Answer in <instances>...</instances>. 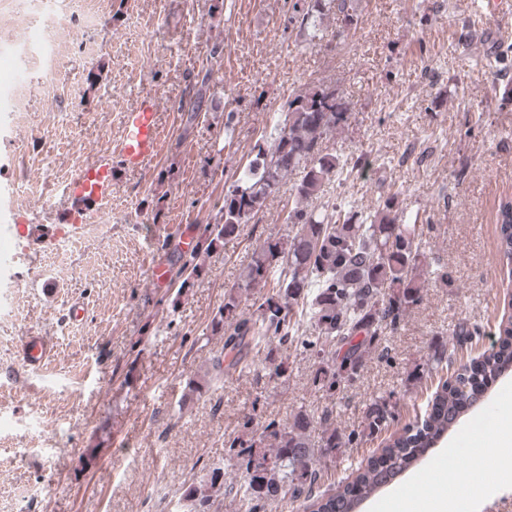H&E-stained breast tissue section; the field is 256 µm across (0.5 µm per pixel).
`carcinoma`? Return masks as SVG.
I'll return each instance as SVG.
<instances>
[{"label": "carcinoma", "instance_id": "obj_1", "mask_svg": "<svg viewBox=\"0 0 512 512\" xmlns=\"http://www.w3.org/2000/svg\"><path fill=\"white\" fill-rule=\"evenodd\" d=\"M357 9V0H311L300 25L324 10L352 21ZM210 96V80L194 85L190 116L211 107ZM350 117L346 106L326 88L316 86L295 94L278 116L274 136L255 142L254 157L226 190L224 223L204 225L190 251H172L171 280L181 290L188 288L205 272L200 257L238 237L241 226L263 211L288 178L301 174L291 184V206L284 219L291 230L257 244L237 282L224 291V303L210 323L211 333L224 337V352L211 359L204 375L186 381L185 397H201L211 376L251 369L253 354L260 351L265 355L262 368L254 370L255 382L287 378L288 359L281 355V347L295 341L298 329L293 317L304 312L313 335L301 337V345L317 364L312 386L331 398L341 386L358 379L383 329L423 300L430 262L422 244L433 225L421 224L419 217L407 212L400 193L388 195L371 220L352 209L341 210L333 218L311 208L328 192L340 165L326 143L348 126ZM498 223L499 252L512 265L511 200L500 203ZM248 299L254 307L249 315L242 310ZM495 335L482 370L462 368L456 386L442 394L440 408L427 424L396 438L385 451L382 467L360 474L319 505L317 512H355L361 500L375 495L387 474L410 467L418 449L447 430L462 409L481 397L500 370L512 366V319L501 321ZM391 419L389 403L377 401L367 412L364 432H378ZM312 428L313 421L299 410L289 425L271 420L258 430L252 419H246L238 435L225 441L224 447L242 471L247 512H264L265 504L275 497L302 494L318 479L312 463L315 449L330 454L356 438L354 433L344 438L326 423L315 448ZM203 471L180 493L176 512H218L224 500V464H212Z\"/></svg>", "mask_w": 512, "mask_h": 512}]
</instances>
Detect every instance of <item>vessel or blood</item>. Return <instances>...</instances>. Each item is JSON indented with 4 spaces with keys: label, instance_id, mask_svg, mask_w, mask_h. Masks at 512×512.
Here are the masks:
<instances>
[{
    "label": "vessel or blood",
    "instance_id": "obj_1",
    "mask_svg": "<svg viewBox=\"0 0 512 512\" xmlns=\"http://www.w3.org/2000/svg\"><path fill=\"white\" fill-rule=\"evenodd\" d=\"M480 14L494 18L498 29L512 31V0H480ZM161 127L159 101L155 94H142L136 107L124 113L121 135L115 152L123 169L143 170L159 153ZM115 171L105 160H97L81 169L64 186L68 221L64 224H12L8 230L18 245L26 251H41L46 246L66 238L75 231L90 206L105 203L112 194ZM21 362L28 370L38 373L49 364L55 345L43 336L24 337L20 345Z\"/></svg>",
    "mask_w": 512,
    "mask_h": 512
}]
</instances>
